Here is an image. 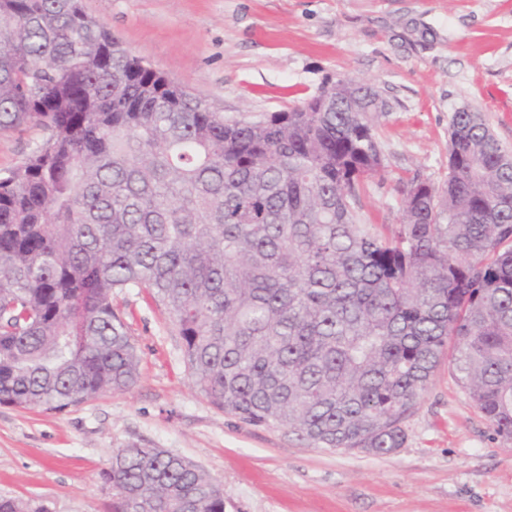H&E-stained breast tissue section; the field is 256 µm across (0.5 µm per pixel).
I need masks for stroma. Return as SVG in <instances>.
<instances>
[{
	"mask_svg": "<svg viewBox=\"0 0 512 512\" xmlns=\"http://www.w3.org/2000/svg\"><path fill=\"white\" fill-rule=\"evenodd\" d=\"M133 55L225 118L258 120L326 80L374 85L389 110L377 132L386 169L362 212L400 218L398 178L448 175V124L467 105L512 149V0H83ZM45 136L0 132V169ZM141 352L139 379L61 413L0 405V497L44 512H105L118 449L163 448L200 465L225 512H512V444L441 361L388 456L316 448L285 429L215 408L187 376L167 313L113 297Z\"/></svg>",
	"mask_w": 512,
	"mask_h": 512,
	"instance_id": "1",
	"label": "stroma"
}]
</instances>
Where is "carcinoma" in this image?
I'll return each instance as SVG.
<instances>
[{"label": "carcinoma", "mask_w": 512, "mask_h": 512, "mask_svg": "<svg viewBox=\"0 0 512 512\" xmlns=\"http://www.w3.org/2000/svg\"><path fill=\"white\" fill-rule=\"evenodd\" d=\"M377 96L341 79L226 119L82 0H0V131L48 132L0 170V404L62 412L131 389L140 354L112 294L134 291L170 316L190 380L248 425L393 454L451 342L512 442V150L454 111L448 179L404 183L399 224L372 232ZM103 479L109 512H224L221 486L162 448L118 450Z\"/></svg>", "instance_id": "carcinoma-1"}]
</instances>
